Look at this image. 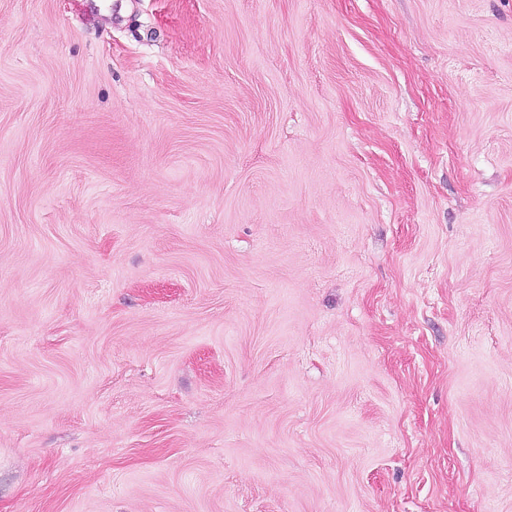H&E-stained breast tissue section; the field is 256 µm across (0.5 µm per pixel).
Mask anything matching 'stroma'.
<instances>
[{
	"mask_svg": "<svg viewBox=\"0 0 512 512\" xmlns=\"http://www.w3.org/2000/svg\"><path fill=\"white\" fill-rule=\"evenodd\" d=\"M0 512H512V0H0Z\"/></svg>",
	"mask_w": 512,
	"mask_h": 512,
	"instance_id": "35a3bbf8",
	"label": "stroma"
}]
</instances>
